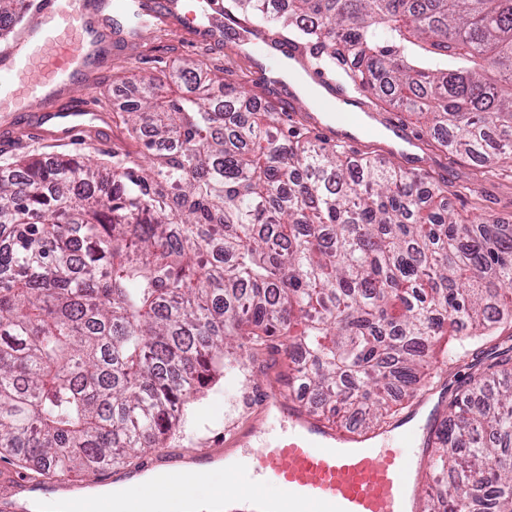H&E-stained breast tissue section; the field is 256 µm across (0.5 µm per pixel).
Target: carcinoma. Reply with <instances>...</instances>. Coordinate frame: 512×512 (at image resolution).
Wrapping results in <instances>:
<instances>
[{
  "instance_id": "1",
  "label": "carcinoma",
  "mask_w": 512,
  "mask_h": 512,
  "mask_svg": "<svg viewBox=\"0 0 512 512\" xmlns=\"http://www.w3.org/2000/svg\"><path fill=\"white\" fill-rule=\"evenodd\" d=\"M227 0L438 144L512 166V0ZM26 0H0V39ZM139 155L0 168V457L121 466L223 373L279 347L329 419L379 421L512 318V224L447 187L279 125L179 60L132 82ZM448 335L447 348L436 351ZM429 461L439 512H512V346L471 365Z\"/></svg>"
}]
</instances>
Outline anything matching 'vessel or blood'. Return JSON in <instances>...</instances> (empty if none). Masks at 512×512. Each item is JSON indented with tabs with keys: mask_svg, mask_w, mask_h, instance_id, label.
Listing matches in <instances>:
<instances>
[{
	"mask_svg": "<svg viewBox=\"0 0 512 512\" xmlns=\"http://www.w3.org/2000/svg\"><path fill=\"white\" fill-rule=\"evenodd\" d=\"M97 4L111 33L148 29L157 12L149 0H31L30 16L19 37L0 49V111L18 116L38 109L36 136L79 144L93 112L80 105L61 106L67 86L83 83L103 71L105 49L89 16ZM166 9H182L190 27L208 20L220 38L228 21L222 0H167ZM267 57L306 63L302 46L278 42ZM447 405L444 382L433 384L391 426L344 432L325 425L305 407L287 380L251 388L247 414L224 435V453L197 450L190 459L164 452L139 469L113 470V478L137 481L158 473H177L184 462L200 468L230 466L231 452L247 458L244 478L272 484L278 494H257L250 507H239V495L223 489L202 499L185 490L184 512H422L425 482L420 460Z\"/></svg>",
	"mask_w": 512,
	"mask_h": 512,
	"instance_id": "1",
	"label": "vessel or blood"
}]
</instances>
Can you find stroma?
<instances>
[{
    "instance_id": "obj_1",
    "label": "stroma",
    "mask_w": 512,
    "mask_h": 512,
    "mask_svg": "<svg viewBox=\"0 0 512 512\" xmlns=\"http://www.w3.org/2000/svg\"><path fill=\"white\" fill-rule=\"evenodd\" d=\"M106 72L97 78L94 89L77 85L70 88L65 101H86L110 117L109 125L86 132V143L74 148L51 144L23 135L21 121L10 113L0 112V165L24 155L50 159L61 154L91 158L108 164L113 154L137 152L139 143L132 139L123 121V107L134 75H162L172 61H200L224 71L226 80L244 84L251 93L270 98L277 108L285 128L325 138V131L314 122L306 121L312 113L311 104L303 103L291 85L270 86L263 76V65L252 59L234 31H225L222 41H214L195 29L181 26L179 15L173 14L160 27L145 31L131 39H118L108 49ZM370 112L399 121L414 136L409 154L390 150L382 136L361 138L354 148L359 153L370 152L389 158L394 163L433 180L447 183L448 204L467 220L501 218L512 224V173L484 172L464 154L448 150L435 143L428 134L423 119L389 106L378 105L370 94H362ZM290 368L283 351L270 349L254 357L252 366L236 365L223 377L204 388L188 406L179 427L164 441L173 452L188 454L198 448H218L224 442L226 429L240 421L247 387H258L266 381L288 376Z\"/></svg>"
}]
</instances>
